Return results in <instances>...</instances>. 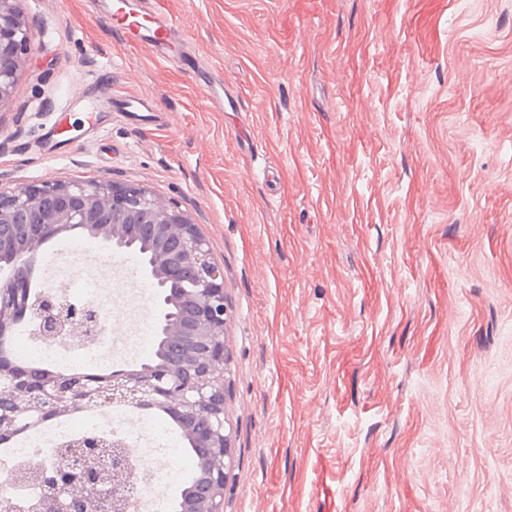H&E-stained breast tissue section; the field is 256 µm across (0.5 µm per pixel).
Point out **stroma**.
Wrapping results in <instances>:
<instances>
[{"mask_svg": "<svg viewBox=\"0 0 512 512\" xmlns=\"http://www.w3.org/2000/svg\"><path fill=\"white\" fill-rule=\"evenodd\" d=\"M162 2L166 60L104 0H22L0 183L137 184L198 224L233 354L224 512H512V0ZM80 87L167 121L96 127L61 109ZM55 245L96 266L113 336L155 321L102 242Z\"/></svg>", "mask_w": 512, "mask_h": 512, "instance_id": "1", "label": "stroma"}]
</instances>
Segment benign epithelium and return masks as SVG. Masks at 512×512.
<instances>
[{
  "label": "benign epithelium",
  "mask_w": 512,
  "mask_h": 512,
  "mask_svg": "<svg viewBox=\"0 0 512 512\" xmlns=\"http://www.w3.org/2000/svg\"><path fill=\"white\" fill-rule=\"evenodd\" d=\"M21 0H0V103L9 98L18 80L22 57L32 51L30 28ZM31 224L58 230L82 229L118 249L132 247L137 227H151L152 258L144 273L153 284L181 269L190 271V287L176 299L186 313L175 316L162 309L160 326L166 347L175 353L166 366L144 364L117 371L108 386L91 378L44 372L21 376L0 368V386L7 397L0 403V435L16 434L51 416L73 410L110 412L117 406L160 407L199 424L193 437L200 455V485L183 495L182 512H224V489L229 475L228 432L224 411V329L228 321L224 272L210 257L208 241L190 217L147 189L135 184L70 181L21 186L0 184V225L20 217ZM44 238L34 236L10 246L11 257L1 258L0 329L25 319L37 336L49 341L75 338L94 342L100 333V313L77 318L70 302L57 292L32 296L16 288V278ZM121 438L101 437L94 447L79 439L52 450L49 462L31 459L0 476V505L23 512L13 489L32 482L42 489L35 504L47 512H138L132 501L134 484L148 479L149 467L133 465Z\"/></svg>",
  "instance_id": "7a95c632"
}]
</instances>
